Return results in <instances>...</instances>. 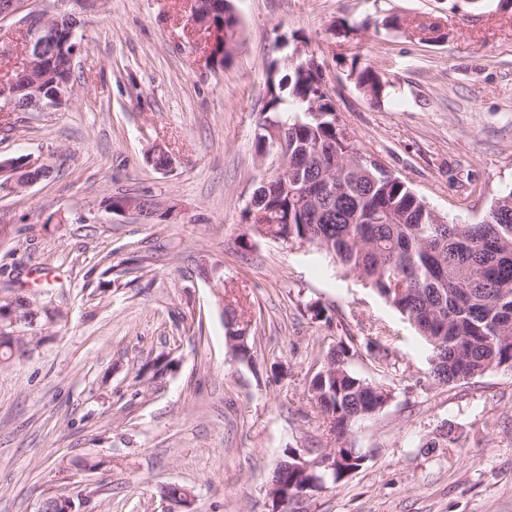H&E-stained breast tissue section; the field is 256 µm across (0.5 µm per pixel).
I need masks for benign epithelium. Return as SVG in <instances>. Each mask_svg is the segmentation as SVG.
<instances>
[{"label":"benign epithelium","mask_w":512,"mask_h":512,"mask_svg":"<svg viewBox=\"0 0 512 512\" xmlns=\"http://www.w3.org/2000/svg\"><path fill=\"white\" fill-rule=\"evenodd\" d=\"M28 0H0V19L7 16L22 15L20 30L28 33L29 55L25 70L19 79L10 83L0 82V103L10 108L21 102L24 111L40 112L61 106L71 95L70 83L59 82L55 94L47 101L43 100L40 85L41 73L54 62L56 46H66L74 34L63 35L52 25L50 16L26 11ZM50 166L41 156L25 155L20 158H0V189L17 191L29 187L48 176ZM38 303L19 292L0 295V334L19 341L29 350L38 346L40 336L31 335L27 330L30 319L19 314L24 308L30 314H36ZM38 512H78L73 499L66 494H58L40 504Z\"/></svg>","instance_id":"7a95c632"}]
</instances>
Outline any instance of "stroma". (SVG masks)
Returning <instances> with one entry per match:
<instances>
[{"label":"stroma","mask_w":512,"mask_h":512,"mask_svg":"<svg viewBox=\"0 0 512 512\" xmlns=\"http://www.w3.org/2000/svg\"><path fill=\"white\" fill-rule=\"evenodd\" d=\"M232 6L237 47L217 64L188 39V0H96L80 15L70 102L0 110V156L40 154L52 169L0 191V286L42 290L66 314L0 366V512L60 492L83 512H167L171 484L193 492V512H272L289 451L337 445L310 381L350 337L351 369L391 399L352 430L363 466L299 512H512V372L435 384L405 316L315 247L259 236L246 218L271 172L256 137L287 42L317 60L362 152L440 216L481 221L512 187V0ZM432 21L437 39L420 41L416 25ZM356 55L386 80L381 98L356 85ZM155 144L172 170L147 162ZM125 191L178 213L110 211ZM224 298L250 327V359L226 338ZM450 425L456 443L426 450ZM90 457L102 467L83 469Z\"/></svg>","instance_id":"stroma-1"}]
</instances>
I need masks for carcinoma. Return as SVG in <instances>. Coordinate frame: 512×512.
<instances>
[{
    "label": "carcinoma",
    "mask_w": 512,
    "mask_h": 512,
    "mask_svg": "<svg viewBox=\"0 0 512 512\" xmlns=\"http://www.w3.org/2000/svg\"><path fill=\"white\" fill-rule=\"evenodd\" d=\"M219 7L205 0L191 15L209 16L222 33L213 53L230 58L238 18L230 0ZM360 89L380 98L384 84L375 69L352 58ZM71 77L68 62L47 72L45 95ZM264 122L256 140L264 153L284 132L290 167L260 182V202L248 211L253 231L288 243H309L356 275L405 315L431 349L432 374L440 384L471 380L496 370L512 371V189L503 192L478 223L439 216L402 180L359 161V148L337 124L335 107L321 89L318 72L290 54L269 70ZM336 182V194L303 195V185ZM228 337L245 331L237 309L224 306ZM353 346L339 342L330 365L312 379V397L343 439L354 425L379 415L391 394L355 372ZM27 350L0 339V364L22 361ZM365 456L354 446L337 449L335 468L308 474L277 468L273 481L292 501L355 473Z\"/></svg>",
    "instance_id": "cac0c4a2"
}]
</instances>
